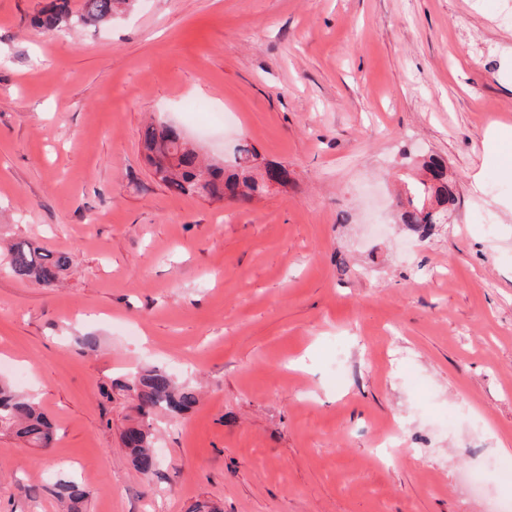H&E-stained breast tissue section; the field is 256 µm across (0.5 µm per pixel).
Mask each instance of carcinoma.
<instances>
[{
	"mask_svg": "<svg viewBox=\"0 0 512 512\" xmlns=\"http://www.w3.org/2000/svg\"><path fill=\"white\" fill-rule=\"evenodd\" d=\"M134 0H81L77 10H72L70 0H51L34 17L31 25L42 31H53L61 23L72 28L98 27L112 22L117 6L133 7ZM180 131L175 127L149 125L143 132L147 151L166 149L175 159L173 171L154 169L152 173L168 189L183 195H199L211 199L230 198L249 202L254 193L266 187L251 184L250 168L238 162L230 167L214 165L199 158L196 150L182 149L178 141ZM454 201L448 197V186L427 184L421 178L406 183L404 196L399 199L401 223L427 233L442 222L444 205ZM72 264L64 252H52L29 242L14 243L8 249V270L16 278L29 280L44 288L52 287L58 276ZM144 415L165 413L178 415L197 403L196 392L177 387L170 374L161 369H149L127 385ZM0 431L10 432L30 446L47 448L53 441V428L36 399L16 392L0 380ZM124 442L133 455L135 467L145 476L157 467V457L152 448V434L139 426L131 427L124 435ZM59 495L76 509L86 498L84 486L74 480L59 483Z\"/></svg>",
	"mask_w": 512,
	"mask_h": 512,
	"instance_id": "carcinoma-1",
	"label": "carcinoma"
}]
</instances>
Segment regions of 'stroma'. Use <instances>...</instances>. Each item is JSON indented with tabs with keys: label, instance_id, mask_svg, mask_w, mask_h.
Listing matches in <instances>:
<instances>
[{
	"label": "stroma",
	"instance_id": "stroma-1",
	"mask_svg": "<svg viewBox=\"0 0 512 512\" xmlns=\"http://www.w3.org/2000/svg\"><path fill=\"white\" fill-rule=\"evenodd\" d=\"M0 0V240L69 253L55 287L0 265V379L49 448L0 434V512H493L512 474V0H136L43 34ZM206 102L223 125L202 132ZM176 124L288 184L251 202L157 183ZM444 158L448 224H396L400 178ZM95 348H87L86 337ZM344 356L342 385L331 379ZM166 369L198 401L146 420ZM148 424L157 471L123 443ZM397 427L408 456L379 462ZM126 387L143 415L160 412L178 415L197 403L194 390L177 387L170 374L161 369L145 370Z\"/></svg>",
	"mask_w": 512,
	"mask_h": 512
}]
</instances>
